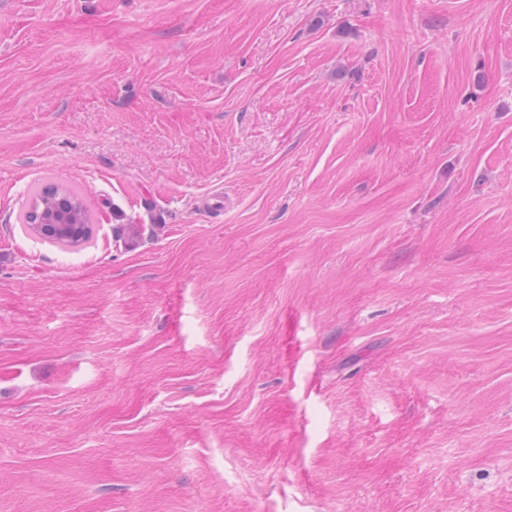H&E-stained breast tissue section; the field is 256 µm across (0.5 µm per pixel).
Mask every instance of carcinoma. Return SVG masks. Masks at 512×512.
I'll use <instances>...</instances> for the list:
<instances>
[{"mask_svg":"<svg viewBox=\"0 0 512 512\" xmlns=\"http://www.w3.org/2000/svg\"><path fill=\"white\" fill-rule=\"evenodd\" d=\"M25 233L55 247L79 248L94 238L92 213L84 195L71 187L45 184L18 215Z\"/></svg>","mask_w":512,"mask_h":512,"instance_id":"1","label":"carcinoma"}]
</instances>
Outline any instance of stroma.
Instances as JSON below:
<instances>
[{
  "instance_id": "35a3bbf8",
  "label": "stroma",
  "mask_w": 512,
  "mask_h": 512,
  "mask_svg": "<svg viewBox=\"0 0 512 512\" xmlns=\"http://www.w3.org/2000/svg\"><path fill=\"white\" fill-rule=\"evenodd\" d=\"M0 512H512V0H0ZM64 231L48 236L40 231L44 225L61 224ZM18 224L28 235L60 248H79L90 244L94 238L92 213L84 195L71 187L45 184L33 191L31 203L18 217Z\"/></svg>"
}]
</instances>
